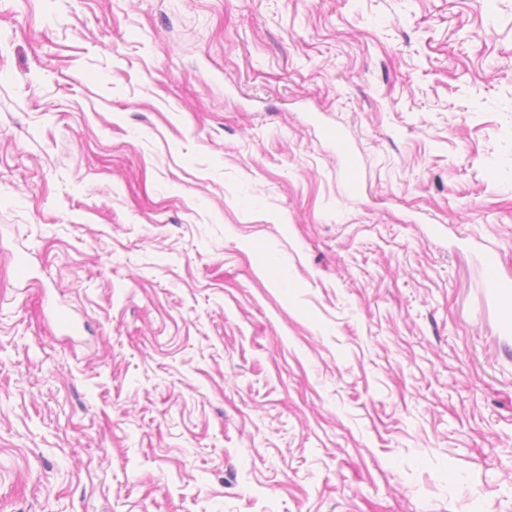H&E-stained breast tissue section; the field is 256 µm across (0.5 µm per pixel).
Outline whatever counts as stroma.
<instances>
[{
	"mask_svg": "<svg viewBox=\"0 0 512 512\" xmlns=\"http://www.w3.org/2000/svg\"><path fill=\"white\" fill-rule=\"evenodd\" d=\"M487 251L512 0H0V512H512Z\"/></svg>",
	"mask_w": 512,
	"mask_h": 512,
	"instance_id": "1",
	"label": "stroma"
}]
</instances>
